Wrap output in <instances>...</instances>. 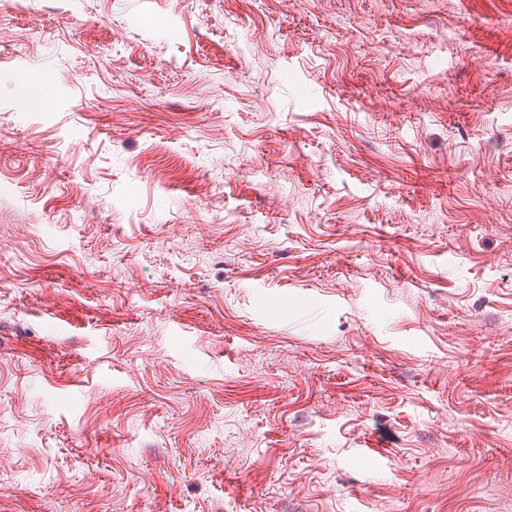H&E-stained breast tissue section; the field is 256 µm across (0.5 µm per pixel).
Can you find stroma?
Segmentation results:
<instances>
[{
	"label": "stroma",
	"mask_w": 512,
	"mask_h": 512,
	"mask_svg": "<svg viewBox=\"0 0 512 512\" xmlns=\"http://www.w3.org/2000/svg\"><path fill=\"white\" fill-rule=\"evenodd\" d=\"M0 512H512V0H0Z\"/></svg>",
	"instance_id": "obj_1"
}]
</instances>
